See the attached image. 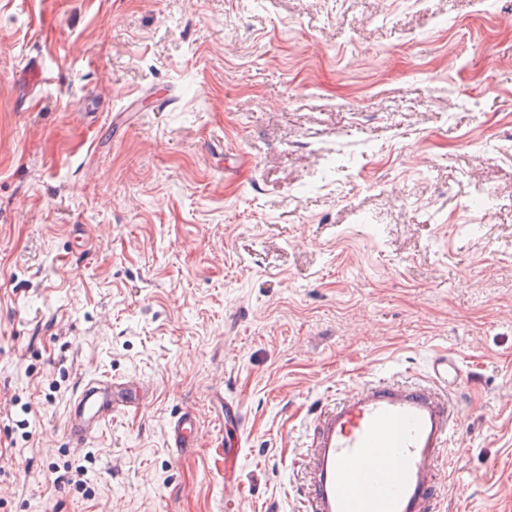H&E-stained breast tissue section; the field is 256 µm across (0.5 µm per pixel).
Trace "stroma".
<instances>
[{
  "label": "stroma",
  "mask_w": 512,
  "mask_h": 512,
  "mask_svg": "<svg viewBox=\"0 0 512 512\" xmlns=\"http://www.w3.org/2000/svg\"><path fill=\"white\" fill-rule=\"evenodd\" d=\"M39 10L0 0V512H301L315 413L444 351L438 512H512V0ZM101 375L153 397L79 446ZM170 448L177 454L191 452L197 446L196 415L187 410L179 414L170 424L167 432Z\"/></svg>",
  "instance_id": "35a3bbf8"
}]
</instances>
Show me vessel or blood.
<instances>
[{
	"label": "vessel or blood",
	"instance_id": "obj_1",
	"mask_svg": "<svg viewBox=\"0 0 512 512\" xmlns=\"http://www.w3.org/2000/svg\"><path fill=\"white\" fill-rule=\"evenodd\" d=\"M427 385L378 380L320 409L307 452L305 512H434L438 467L455 435L456 409L448 397L462 369L435 356ZM146 387L109 376L82 382L71 401L70 434L86 439L112 416L144 405ZM167 441L177 453L197 444L196 416L179 414Z\"/></svg>",
	"mask_w": 512,
	"mask_h": 512
}]
</instances>
